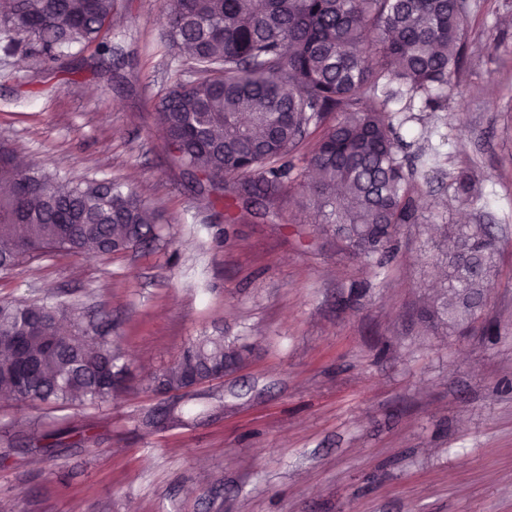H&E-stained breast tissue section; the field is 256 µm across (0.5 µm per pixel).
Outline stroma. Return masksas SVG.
<instances>
[{"mask_svg":"<svg viewBox=\"0 0 512 512\" xmlns=\"http://www.w3.org/2000/svg\"><path fill=\"white\" fill-rule=\"evenodd\" d=\"M164 0H114L116 53L71 62L0 55V145L75 179L129 184L178 252L59 253L0 273V300L64 296L102 306L131 380L81 412L0 397V512H512V0H468L467 49L444 109L407 99L419 223L380 271L317 233L297 192L270 216L199 195L158 123L183 60L164 38ZM469 172L476 197L460 202ZM439 224H490L497 274L469 327L420 313L443 273ZM498 325L497 335L484 331ZM242 338L248 361L189 394L149 376L198 336ZM188 422L135 424L161 401ZM46 451L9 447L32 427Z\"/></svg>","mask_w":512,"mask_h":512,"instance_id":"35a3bbf8","label":"stroma"}]
</instances>
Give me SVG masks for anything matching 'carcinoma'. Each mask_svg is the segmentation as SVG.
I'll return each mask as SVG.
<instances>
[{
  "mask_svg": "<svg viewBox=\"0 0 512 512\" xmlns=\"http://www.w3.org/2000/svg\"><path fill=\"white\" fill-rule=\"evenodd\" d=\"M112 9L113 0H0V50L58 62L94 43L110 58L102 32ZM466 13L454 0H168L166 41L199 73L184 83L176 69L159 112L174 160L224 200L225 223L294 186L321 215L319 231L383 268L400 226L420 219L411 143L387 106L404 96L442 106L461 69ZM312 129L322 130L305 159L315 178L302 182L292 154ZM456 193L474 197L469 175ZM443 237L433 260L444 277L423 315L448 328L483 305L498 241L486 224L445 225ZM158 239L153 212L128 185L21 167L0 146L1 274L48 253L110 256ZM226 357L243 361L247 348L202 336L151 385L183 392L185 364ZM120 359L105 315L64 301L0 302V394L17 404L98 406L126 387ZM167 420L184 423L166 407L138 427Z\"/></svg>",
  "mask_w": 512,
  "mask_h": 512,
  "instance_id": "1",
  "label": "carcinoma"
}]
</instances>
